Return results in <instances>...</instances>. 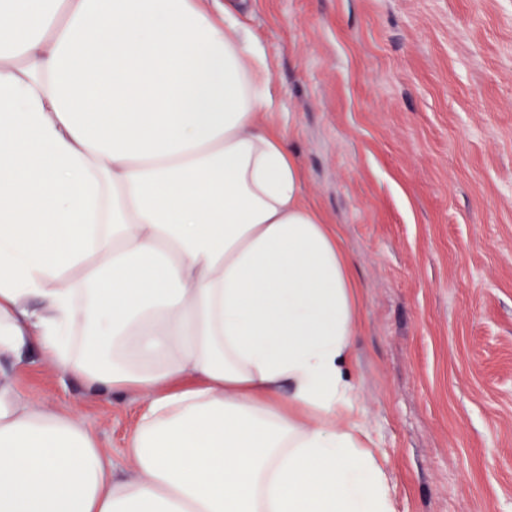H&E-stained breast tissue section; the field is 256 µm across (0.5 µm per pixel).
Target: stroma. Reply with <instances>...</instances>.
Returning a JSON list of instances; mask_svg holds the SVG:
<instances>
[{"mask_svg":"<svg viewBox=\"0 0 512 512\" xmlns=\"http://www.w3.org/2000/svg\"><path fill=\"white\" fill-rule=\"evenodd\" d=\"M250 4L360 284V422L397 512H512V0ZM12 374L124 471L138 392H90L37 347Z\"/></svg>","mask_w":512,"mask_h":512,"instance_id":"stroma-1","label":"stroma"}]
</instances>
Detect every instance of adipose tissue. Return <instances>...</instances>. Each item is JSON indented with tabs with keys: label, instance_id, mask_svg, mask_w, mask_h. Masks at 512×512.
Here are the masks:
<instances>
[{
	"label": "adipose tissue",
	"instance_id": "1",
	"mask_svg": "<svg viewBox=\"0 0 512 512\" xmlns=\"http://www.w3.org/2000/svg\"><path fill=\"white\" fill-rule=\"evenodd\" d=\"M223 0H0V512H396L358 287ZM145 396L128 473L4 364Z\"/></svg>",
	"mask_w": 512,
	"mask_h": 512
}]
</instances>
